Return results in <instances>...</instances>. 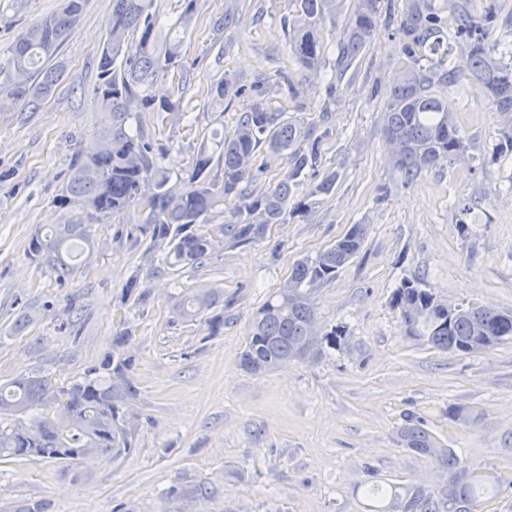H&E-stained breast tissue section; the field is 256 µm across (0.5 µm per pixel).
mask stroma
I'll list each match as a JSON object with an SVG mask.
<instances>
[{"label": "stroma", "mask_w": 512, "mask_h": 512, "mask_svg": "<svg viewBox=\"0 0 512 512\" xmlns=\"http://www.w3.org/2000/svg\"><path fill=\"white\" fill-rule=\"evenodd\" d=\"M58 0H0V48L56 10ZM404 0H381L382 16L356 75L332 80L335 44L347 13L323 30L317 71L302 72L289 53L290 0H194L180 28L190 89L183 121L144 112L139 121L164 152L157 160L173 185L190 176L201 149L230 134L255 97L217 101L221 80L245 86L269 79L271 108L327 133L324 168L338 171L333 194L306 217L269 225L263 240L231 247L224 217L199 227L215 242L207 264L171 268L139 211L89 222L60 195L78 145L101 117L96 60L112 0H88L59 58L64 78L31 110L0 93V383L46 373L67 385L112 350L117 328L133 336L131 370L139 417L134 451L75 463L19 457L0 463V512L42 503L49 512H369V477L387 483L440 484L430 459L400 447L405 415L425 426L477 472L512 475V343L472 354L442 353L409 336L390 303L406 279L420 280L443 303L512 311V152L496 148L512 128L479 88L441 91L468 142L469 160L398 179L383 130L386 95L403 64L395 17ZM233 11L218 33L211 22ZM470 205L460 215L454 201ZM91 223L93 251L78 273L58 280L29 244L52 224ZM354 224L368 225L360 252L315 293L320 332L341 326L339 344L318 356L263 373L239 365L253 319L288 279ZM139 277L142 300L124 299ZM224 291V329L173 317L181 291ZM76 320L79 334L62 328ZM480 413L472 425L449 421L448 406ZM206 486L209 497L192 492Z\"/></svg>", "instance_id": "1"}]
</instances>
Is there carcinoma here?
Listing matches in <instances>:
<instances>
[{
  "label": "carcinoma",
  "instance_id": "cac0c4a2",
  "mask_svg": "<svg viewBox=\"0 0 512 512\" xmlns=\"http://www.w3.org/2000/svg\"><path fill=\"white\" fill-rule=\"evenodd\" d=\"M292 3L291 57L313 71L324 53L321 28L325 20L336 19L342 0ZM84 5L85 0H62L56 13L32 23L0 49V76L10 96L35 110L54 93L63 69L47 62L73 35ZM152 5L153 0H112L108 38L97 61L95 94L101 121L76 152L60 201L91 206V221L137 209L144 214L142 231L163 247L167 266H203L215 244L207 234L192 230L193 225L219 212L224 214L229 246L253 243L264 237L269 225L283 223L286 213L304 217L316 209L335 190L338 172L326 170L304 196L294 197L293 187L304 171L322 167L319 139L313 137L314 125L269 107L274 85L265 81L249 87L257 103L238 118L232 134L220 138L218 154L200 150L189 180L179 188L170 184L169 173L156 161L162 147L130 123L138 112H167L180 119L177 109L188 91L181 41L160 25ZM380 15V0H353L336 42L338 76L366 54ZM507 22L512 24V19ZM507 22L496 0H487L479 12L469 8L468 0H452L446 12L434 7L432 0L406 3L397 19L405 61L383 116L392 169L404 184L444 163L468 160V144L454 115L444 109L437 88L453 87L467 78L496 111L512 112V68L499 62L488 47L490 32ZM455 50L465 54L466 68L447 64ZM169 69L173 82L158 96L154 80L158 71ZM265 152L286 157L289 170L286 178L259 190L254 187V170L262 169L258 161ZM367 233L368 225L356 224L314 258L294 266L289 286L271 296L254 319L241 358L244 370L266 372L300 360L312 336L317 337L315 355L323 344H337L344 335L341 327L318 335L313 294L359 253ZM92 247L91 225L58 224L50 233L32 238L30 253L64 280L76 273L75 260ZM392 306L410 334L443 352L467 354L512 343V312L473 303L450 308L413 279L394 290ZM172 311L185 322L204 323L208 335L217 336L224 328V292L186 291ZM131 344L128 330L115 332L112 353L69 385L60 386L38 373L20 374L0 384V460L26 456L74 463L92 454L129 453L137 431V417L128 409L137 394L129 376ZM477 418L471 406L448 407V419L458 424ZM396 441L434 460L448 478L435 488L369 483L365 492L377 502L372 512H474L476 505L495 501L512 489V478L502 482L468 469L413 415L397 428Z\"/></svg>",
  "mask_w": 512,
  "mask_h": 512
}]
</instances>
